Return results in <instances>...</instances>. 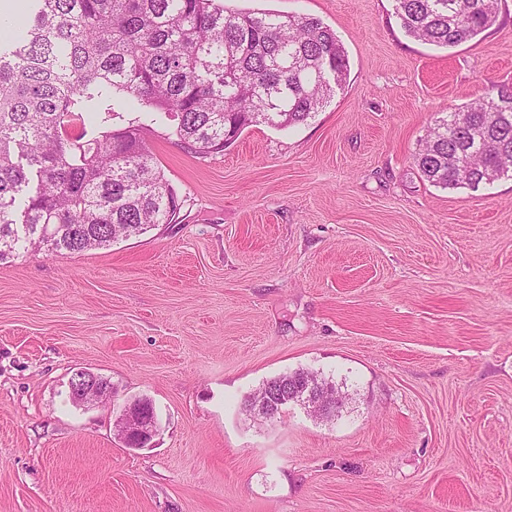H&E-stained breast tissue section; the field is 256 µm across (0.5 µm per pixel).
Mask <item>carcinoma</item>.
Wrapping results in <instances>:
<instances>
[{
	"instance_id": "obj_1",
	"label": "carcinoma",
	"mask_w": 512,
	"mask_h": 512,
	"mask_svg": "<svg viewBox=\"0 0 512 512\" xmlns=\"http://www.w3.org/2000/svg\"><path fill=\"white\" fill-rule=\"evenodd\" d=\"M21 42L0 47V262L81 253L169 224L180 201L143 136L177 121L181 144L220 154L247 127L307 122L343 86L348 58L319 19L226 11L221 0H32ZM404 32L451 48L497 19V0H395ZM121 94L148 110L114 127ZM443 189L512 174V105L478 99L435 121L415 156ZM305 369L245 407L285 398Z\"/></svg>"
}]
</instances>
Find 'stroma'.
Instances as JSON below:
<instances>
[{
	"instance_id": "stroma-1",
	"label": "stroma",
	"mask_w": 512,
	"mask_h": 512,
	"mask_svg": "<svg viewBox=\"0 0 512 512\" xmlns=\"http://www.w3.org/2000/svg\"><path fill=\"white\" fill-rule=\"evenodd\" d=\"M223 4L320 19L347 80L215 156L154 127L172 223L0 263V512H512V179L444 190L415 164L439 117L512 90V0L449 49L395 0ZM80 368L111 398L75 405ZM298 368L340 417L245 411ZM142 397L158 432L133 450L116 420Z\"/></svg>"
}]
</instances>
